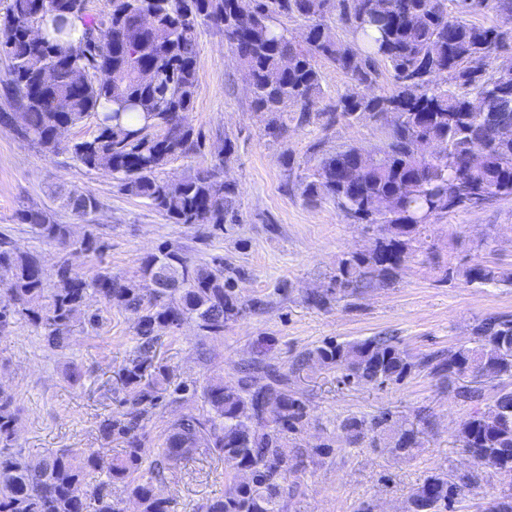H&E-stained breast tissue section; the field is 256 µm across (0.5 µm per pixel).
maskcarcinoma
<instances>
[{"label": "carcinoma", "mask_w": 512, "mask_h": 512, "mask_svg": "<svg viewBox=\"0 0 512 512\" xmlns=\"http://www.w3.org/2000/svg\"><path fill=\"white\" fill-rule=\"evenodd\" d=\"M0 0V59L7 64L4 95L10 111L0 125L44 151L69 152L89 171H103L122 193L141 198L172 224L219 227L238 220L233 184L216 167L178 179L161 177L172 160L201 150L202 140L182 120L198 92L197 27L224 34V44L250 77L252 110L264 136L288 139L291 127L316 125L326 131L344 121L355 125L388 114L379 123L381 144L371 150L348 145L333 150L322 141L309 146L315 161L301 179L310 203L330 200L359 224L380 229L366 253L340 258L330 287L307 295L323 309L366 288L397 279L405 255L419 242V219L460 207L457 198L512 197V0H105L98 15L86 0ZM492 7L505 21L478 26L463 15ZM152 18L151 28L142 17ZM51 20L52 31L29 35L32 17ZM304 21L302 42H294L283 19ZM81 21L78 43L69 40L70 20ZM334 20L335 26L329 25ZM336 65L362 85L323 107L318 61ZM391 70L393 88L375 93L379 63ZM52 81L43 79V68ZM108 69L107 81L74 82L77 71ZM97 118V134L64 143L59 130ZM63 204L86 217L99 210L89 191L70 192ZM17 220L39 240L74 253H97L91 233L72 239L70 227L47 207H28ZM181 282L154 289L144 282L158 270ZM481 286L512 287V271L476 262L462 272ZM0 333L23 322L52 349L69 346L72 319L95 299L136 316L137 347L121 370L126 408L99 420L102 440L123 443L120 455L104 459L96 448H70L30 458L19 449L20 410L12 387L0 381V512H172L155 483L171 466L204 448L234 461L224 495L206 512H285L300 477L315 456L332 451L292 448L290 435L305 426V402L288 390L287 375L254 362L238 381L208 378L173 381V369L155 360L158 329L172 332L193 321L204 337L224 335V326L245 309L224 279V261L198 263L169 247L143 259L140 279L124 280L108 269L87 278L69 260L49 283L38 254L0 237ZM334 368L344 382L384 387L426 368L443 379L491 376L501 388L486 409L475 410L457 433L476 470L512 476V318L490 317L475 328L474 345H460L448 357L421 359L392 336L328 340L300 353L292 369ZM184 402L165 430L158 458L147 461L145 428L166 402ZM414 420L398 423L387 413L348 415L337 424L346 441L406 455L419 445ZM476 475L450 480L442 473L425 479L407 501V512H448V499L473 487ZM119 485L124 498L112 496ZM486 512H512V488L490 497Z\"/></svg>", "instance_id": "carcinoma-1"}]
</instances>
